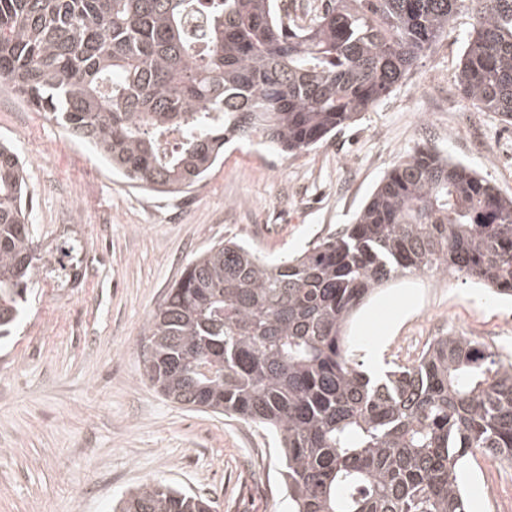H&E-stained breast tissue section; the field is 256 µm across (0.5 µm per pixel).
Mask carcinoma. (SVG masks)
<instances>
[{
    "label": "carcinoma",
    "instance_id": "1",
    "mask_svg": "<svg viewBox=\"0 0 512 512\" xmlns=\"http://www.w3.org/2000/svg\"><path fill=\"white\" fill-rule=\"evenodd\" d=\"M468 4L457 74L481 112L512 118V0H0V81L50 112L135 187L185 194L255 138L310 150L399 87ZM172 130L182 137L161 147ZM18 154L0 144V341L35 269ZM458 274L512 297V198L418 147L334 234L277 262L227 240L187 263L149 318L143 371L174 403L277 437L292 512H468L477 451L512 467V362L437 336L381 376L347 328L373 291ZM113 512H214L167 484Z\"/></svg>",
    "mask_w": 512,
    "mask_h": 512
}]
</instances>
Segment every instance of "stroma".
<instances>
[{
	"label": "stroma",
	"mask_w": 512,
	"mask_h": 512,
	"mask_svg": "<svg viewBox=\"0 0 512 512\" xmlns=\"http://www.w3.org/2000/svg\"><path fill=\"white\" fill-rule=\"evenodd\" d=\"M473 23L461 9L386 99L314 149L282 155L247 141L190 193L146 194L114 176L52 114L0 83V142L25 163L36 268L27 311L0 345V512H110L162 481L216 512H288L273 436L191 409L143 374L150 314L188 261L227 239L274 258L351 223L384 174L428 146L512 197V120L472 111L456 85ZM493 337L512 361V301L454 274L400 277L354 316L360 362L415 359L437 336ZM470 512L512 496V467L464 465Z\"/></svg>",
	"instance_id": "obj_1"
}]
</instances>
